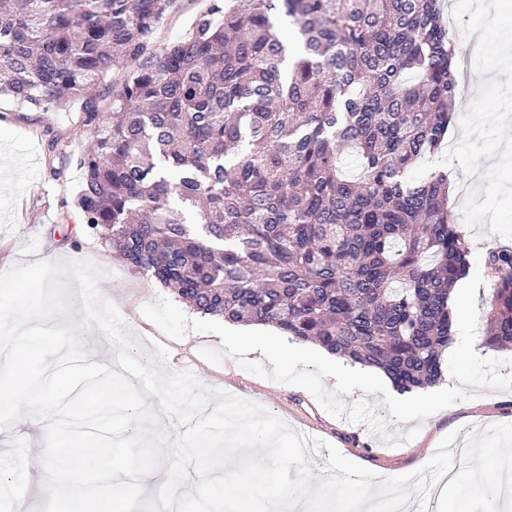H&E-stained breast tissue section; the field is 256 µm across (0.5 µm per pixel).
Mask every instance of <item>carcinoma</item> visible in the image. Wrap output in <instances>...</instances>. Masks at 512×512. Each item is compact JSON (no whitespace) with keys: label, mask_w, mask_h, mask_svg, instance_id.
Listing matches in <instances>:
<instances>
[{"label":"carcinoma","mask_w":512,"mask_h":512,"mask_svg":"<svg viewBox=\"0 0 512 512\" xmlns=\"http://www.w3.org/2000/svg\"><path fill=\"white\" fill-rule=\"evenodd\" d=\"M179 4L0 0V96L82 100L81 221L199 313L435 384L470 271L448 173L410 180L459 94L441 0H210L150 44ZM483 264L512 344V249Z\"/></svg>","instance_id":"1"}]
</instances>
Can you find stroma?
<instances>
[{
	"instance_id": "35a3bbf8",
	"label": "stroma",
	"mask_w": 512,
	"mask_h": 512,
	"mask_svg": "<svg viewBox=\"0 0 512 512\" xmlns=\"http://www.w3.org/2000/svg\"><path fill=\"white\" fill-rule=\"evenodd\" d=\"M85 138L81 106L63 109L18 108L0 99V271L36 261L61 267L92 264L99 272L97 304H111L120 315L122 336L141 361L162 375L192 373L209 391L221 390L259 405L303 436L326 441V448L307 454L291 468V478L308 475L318 487L331 475L329 446L381 477L423 467L441 439L455 433L466 448L455 457L457 476L469 478L465 499L447 492L432 512H512V497H496L503 466L512 463V348H487L481 354L446 349L442 378L430 386L427 406L418 391L408 392L406 417L389 413L399 391L386 378L351 376L339 385L328 377L306 343L304 361L275 363L239 350L224 335L221 319L197 313L150 276L126 265L111 247L78 221L76 196L82 179L77 159ZM471 280L476 290L457 288L466 304L468 336L483 338V302L488 293L482 264L485 248L503 245L488 227L471 228ZM67 326L87 359L111 353L112 341L84 316L78 288L69 292ZM44 439L15 436L0 450V491L22 487L24 512H43L46 483L24 473L43 460Z\"/></svg>"
}]
</instances>
